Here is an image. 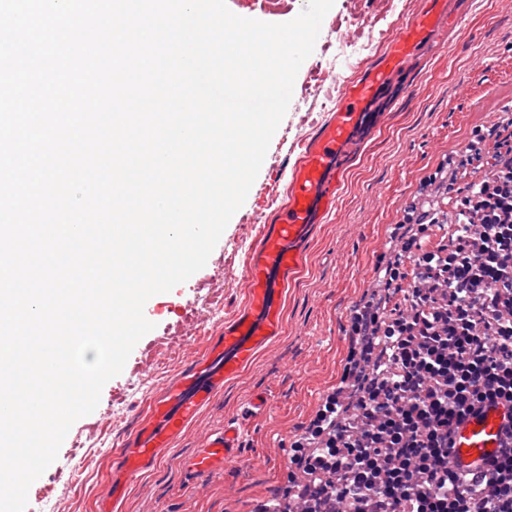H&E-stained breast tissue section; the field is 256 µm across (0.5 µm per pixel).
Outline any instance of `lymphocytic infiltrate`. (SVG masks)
<instances>
[{"mask_svg": "<svg viewBox=\"0 0 512 512\" xmlns=\"http://www.w3.org/2000/svg\"><path fill=\"white\" fill-rule=\"evenodd\" d=\"M457 199L449 243L428 246L440 216L396 232L384 270L404 309L367 300L347 331L341 384L293 460L307 512H512V423L484 471L450 457L455 423L486 403L512 405V154Z\"/></svg>", "mask_w": 512, "mask_h": 512, "instance_id": "1", "label": "lymphocytic infiltrate"}]
</instances>
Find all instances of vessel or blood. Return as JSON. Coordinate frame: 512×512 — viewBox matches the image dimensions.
Here are the masks:
<instances>
[{
	"label": "vessel or blood",
	"mask_w": 512,
	"mask_h": 512,
	"mask_svg": "<svg viewBox=\"0 0 512 512\" xmlns=\"http://www.w3.org/2000/svg\"><path fill=\"white\" fill-rule=\"evenodd\" d=\"M445 4L446 0H429L423 17L398 29L380 60L359 81L343 88L335 112L307 144L294 168L288 203L266 228L243 278L250 294L248 307L225 326L207 356L190 367L180 383L165 387L154 400L148 422L119 450L125 474L152 464L160 450L169 447L212 401L225 379L247 367L258 349L276 336L280 309L269 288L271 270L286 274L297 266L304 237L335 200L336 182L330 173L352 132L381 89L406 70L412 52L438 29L440 18L447 14ZM511 418L512 407L503 404H486L469 413L454 435L451 457L456 466L475 469L498 454L501 431ZM244 435V425L229 420L201 436L197 451L182 461L197 487L221 479L228 463L243 464Z\"/></svg>",
	"instance_id": "vessel-or-blood-1"
}]
</instances>
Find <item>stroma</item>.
Listing matches in <instances>:
<instances>
[{
    "label": "stroma",
    "instance_id": "stroma-1",
    "mask_svg": "<svg viewBox=\"0 0 512 512\" xmlns=\"http://www.w3.org/2000/svg\"><path fill=\"white\" fill-rule=\"evenodd\" d=\"M240 16L282 23L304 0H227ZM428 0H335L313 54L300 68L289 109L272 138L246 202L232 217L206 265L170 292L150 299L152 330L135 346L123 372L103 387L95 411L77 420L57 455L58 468L30 487L35 512H102L100 490L124 478L113 512H255L274 493L296 494L288 479L291 444L322 400L341 383L349 351L346 336L353 306L378 289L377 268L392 245L390 228L418 194L423 179L456 156L478 130L500 126L512 105V0H448L453 24L416 50L412 68L379 95L387 111L367 112L339 175L336 204L315 225L297 268L274 281L281 329L253 363L225 381L212 402L183 430L154 466L124 477L117 449L131 441L149 403L178 381L233 323L248 295L242 285L251 253L288 200L292 168L302 151L300 135L314 136L326 121L327 99L317 89L324 76L353 77L339 37L362 31L357 44L368 62L387 48L381 37L417 22ZM174 352L155 370L160 346ZM269 393V415L250 421L244 438L247 468L228 465L224 480L203 491L189 486L180 467L202 431L240 416L247 400ZM92 438L93 457L79 464L72 442Z\"/></svg>",
    "mask_w": 512,
    "mask_h": 512
}]
</instances>
